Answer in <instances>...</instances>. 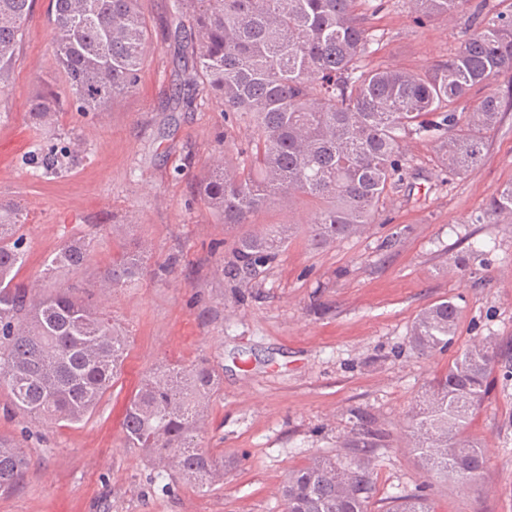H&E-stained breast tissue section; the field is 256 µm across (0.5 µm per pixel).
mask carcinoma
I'll return each mask as SVG.
<instances>
[{"label":"carcinoma","instance_id":"cac0c4a2","mask_svg":"<svg viewBox=\"0 0 512 512\" xmlns=\"http://www.w3.org/2000/svg\"><path fill=\"white\" fill-rule=\"evenodd\" d=\"M417 19L467 16L448 58L418 71L372 66L380 40L368 25L385 0H172L174 37L191 50L184 84L216 100L228 122L246 127L243 159L223 157L197 184L199 198L224 226L256 223L269 206L315 202L310 237L326 247L374 223L389 193L411 178L403 142L427 136L440 167L454 177L480 162L499 123L495 91L470 100L512 72V14L489 0H409ZM33 0H0V92L24 36ZM54 81L30 104L46 125L64 107L79 113L111 107L132 93L151 45L146 0H50ZM512 214V183L488 204ZM293 235L267 224L234 240L226 273L247 287L278 264ZM90 242L70 239L44 262L43 275L83 267ZM27 262L19 224L0 221V388L32 421L78 424L112 387L127 337L94 311L73 286L44 290L17 281ZM137 250L112 263L95 282L128 287L142 273ZM458 309L450 301L422 311L410 330L421 353L448 347ZM497 349L468 345L448 372L408 411L409 447L423 472L465 488L485 466L479 444L463 439L469 414L485 399ZM220 377L214 368L167 366L145 376L126 406V445L141 448L157 476L199 490L224 481V461L197 442ZM29 468L23 446L0 434V496L15 493ZM369 470L317 457L290 474L285 512H368ZM395 512H432L422 495L399 498Z\"/></svg>","mask_w":512,"mask_h":512}]
</instances>
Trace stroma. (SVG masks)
I'll return each mask as SVG.
<instances>
[{
	"instance_id": "1",
	"label": "stroma",
	"mask_w": 512,
	"mask_h": 512,
	"mask_svg": "<svg viewBox=\"0 0 512 512\" xmlns=\"http://www.w3.org/2000/svg\"><path fill=\"white\" fill-rule=\"evenodd\" d=\"M147 7L153 38L139 86L108 111L64 110L42 128L27 120L54 70L49 0H34L0 96V215L22 222L21 280H37L44 261L80 236L91 240L80 280L96 281L123 245L142 251L146 267L135 285L94 293L129 347L87 420L32 423L6 413L0 394V433L19 440L30 459L22 487L0 497V512H284V482L316 456L369 459L368 512H387L418 491L434 512H512V217L486 213L512 182V107L482 162L452 179L436 167L432 140H408L412 189L390 193L374 224L332 247L310 241L312 202L269 209L261 223H291L295 233L277 265L237 288L208 257L234 233L196 186L217 154V135L240 145L244 130L217 108L176 103L185 75L167 28L170 0ZM370 23L382 35L372 61L413 70L447 58L464 26L416 21L408 0H392ZM59 141L72 151L50 174L37 152ZM116 224L124 227L117 239ZM173 256L177 273L154 277ZM441 301L458 308L456 334L447 349L420 354L410 327ZM486 337L499 356L463 434L481 445L487 465L462 491L424 475L407 446L406 414L431 379ZM201 362L220 386L198 441L224 461L223 484L204 492L163 485L122 432L125 406L151 370Z\"/></svg>"
}]
</instances>
